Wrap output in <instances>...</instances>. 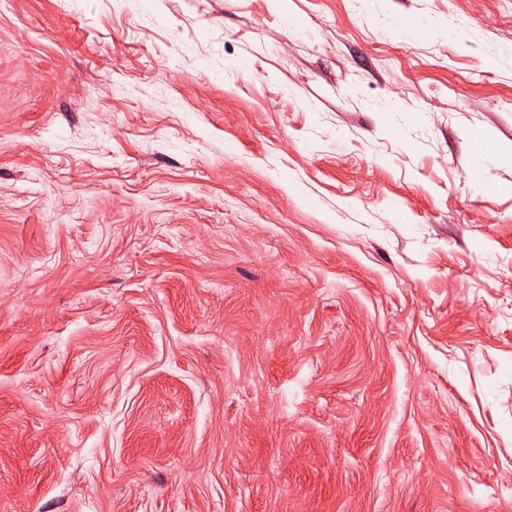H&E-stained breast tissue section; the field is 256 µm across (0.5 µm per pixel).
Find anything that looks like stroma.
I'll list each match as a JSON object with an SVG mask.
<instances>
[{
  "label": "stroma",
  "mask_w": 512,
  "mask_h": 512,
  "mask_svg": "<svg viewBox=\"0 0 512 512\" xmlns=\"http://www.w3.org/2000/svg\"><path fill=\"white\" fill-rule=\"evenodd\" d=\"M502 482L512 0H0V512Z\"/></svg>",
  "instance_id": "obj_1"
}]
</instances>
